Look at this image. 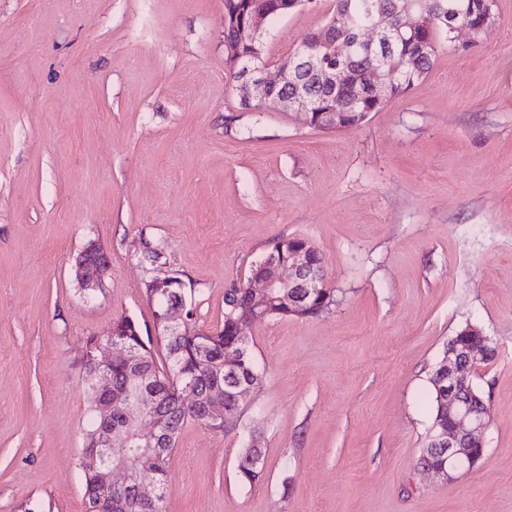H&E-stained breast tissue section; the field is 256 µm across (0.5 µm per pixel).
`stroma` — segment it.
Listing matches in <instances>:
<instances>
[{
	"mask_svg": "<svg viewBox=\"0 0 512 512\" xmlns=\"http://www.w3.org/2000/svg\"><path fill=\"white\" fill-rule=\"evenodd\" d=\"M330 0L266 23L277 66ZM438 43L425 78L326 132L241 108L224 0H0V512H84L86 337L181 278L197 324L224 319L277 240L303 237L336 303L246 334L259 382L236 429L181 431L163 512H512V0ZM108 252L102 287L76 259ZM157 251L158 262L143 259ZM495 358L482 459L423 471L428 373L465 325ZM266 450L254 483L237 466ZM99 247L103 250V253L101 254L102 257H108L110 259L107 252H105L101 246ZM99 247L95 242H91L82 252L77 261V278L84 288L94 289L101 287L110 271V264L101 263L91 259L98 254Z\"/></svg>",
	"mask_w": 512,
	"mask_h": 512,
	"instance_id": "obj_1",
	"label": "stroma"
}]
</instances>
